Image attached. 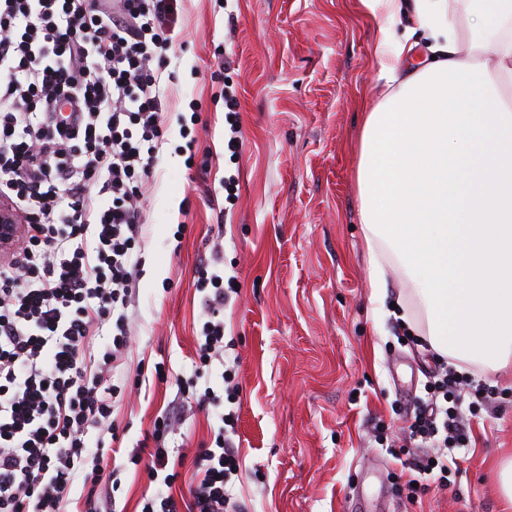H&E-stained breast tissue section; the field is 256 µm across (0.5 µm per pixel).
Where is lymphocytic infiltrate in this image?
<instances>
[{"label": "lymphocytic infiltrate", "instance_id": "1", "mask_svg": "<svg viewBox=\"0 0 512 512\" xmlns=\"http://www.w3.org/2000/svg\"><path fill=\"white\" fill-rule=\"evenodd\" d=\"M172 0H0V198L24 218L0 252V512H63L81 480L84 512H115L119 469L92 433L125 396L111 373L129 342L131 298L146 233L139 199L165 125L161 73ZM237 285L220 262L198 269L200 367L224 354V306ZM109 330L112 341L91 339ZM222 387L192 392L219 422L194 458L189 501L174 495L184 455L155 420L140 512H242L234 494L237 364ZM465 373L436 360L403 440L416 483L446 482L470 442Z\"/></svg>", "mask_w": 512, "mask_h": 512}]
</instances>
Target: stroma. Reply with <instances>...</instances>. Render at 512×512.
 Listing matches in <instances>:
<instances>
[{"label": "stroma", "mask_w": 512, "mask_h": 512, "mask_svg": "<svg viewBox=\"0 0 512 512\" xmlns=\"http://www.w3.org/2000/svg\"><path fill=\"white\" fill-rule=\"evenodd\" d=\"M173 20L169 131L143 187L132 342L112 373L114 385L142 386L113 408L116 446L147 447L156 417L181 412L176 491L187 494L216 424L181 389L196 358V270L219 243L239 284L224 343L239 362L236 491L247 512H387L411 472L372 441L370 421L398 439L433 361L401 343L407 327L382 309L405 299L406 283L390 276L375 301L360 232L354 147L382 87L374 29L356 0H178ZM228 85L244 142L235 158L224 150ZM230 175L239 190L229 205ZM473 379L495 399L470 416L462 474L430 485L407 512H502L491 462L512 448V365Z\"/></svg>", "instance_id": "stroma-1"}]
</instances>
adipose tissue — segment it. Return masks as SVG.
<instances>
[{
  "label": "adipose tissue",
  "mask_w": 512,
  "mask_h": 512,
  "mask_svg": "<svg viewBox=\"0 0 512 512\" xmlns=\"http://www.w3.org/2000/svg\"><path fill=\"white\" fill-rule=\"evenodd\" d=\"M386 92L358 143L371 286L441 357L512 363V0H359ZM411 27L397 33L394 18Z\"/></svg>",
  "instance_id": "obj_1"
}]
</instances>
